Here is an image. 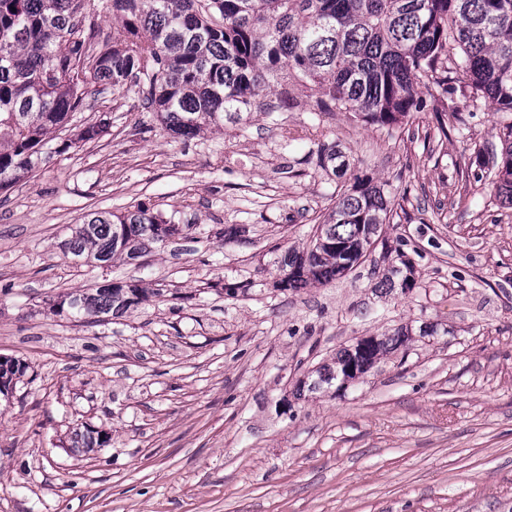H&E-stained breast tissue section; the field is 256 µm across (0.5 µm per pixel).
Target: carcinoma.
Here are the masks:
<instances>
[{"mask_svg": "<svg viewBox=\"0 0 512 512\" xmlns=\"http://www.w3.org/2000/svg\"><path fill=\"white\" fill-rule=\"evenodd\" d=\"M91 0H0V191L71 147L51 149L54 134L83 108L90 88L142 86L166 130L195 136L224 118L294 101L288 78L317 91L321 112H352L393 125L425 108L415 86L454 60L473 90L512 112V0H100L112 16V46L94 51L85 24ZM107 120L83 128L99 139ZM332 147L316 162L341 173ZM498 195L512 205V141L492 161ZM384 185L358 179L319 225L322 243L283 258L279 287L327 284L354 267L390 223ZM180 232L179 225L136 203L120 213L86 214L62 248L87 263L144 258ZM149 289L108 282L58 296L64 311L101 322L138 307ZM388 341L345 348L319 371L331 383L351 363L373 367Z\"/></svg>", "mask_w": 512, "mask_h": 512, "instance_id": "cac0c4a2", "label": "carcinoma"}]
</instances>
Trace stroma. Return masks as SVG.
<instances>
[{
  "label": "stroma",
  "instance_id": "1",
  "mask_svg": "<svg viewBox=\"0 0 512 512\" xmlns=\"http://www.w3.org/2000/svg\"><path fill=\"white\" fill-rule=\"evenodd\" d=\"M417 94L425 110L390 127L306 89L192 138L137 88L88 95L62 136L104 116L108 135L0 192V355L27 365L0 400V512H512V205L484 168L512 112L460 73ZM321 144L344 177L317 166ZM358 177L385 184L400 255L278 288L285 252L311 247ZM139 202L181 227L141 264L60 249L86 213ZM104 280L163 294L93 324L54 312ZM400 330L358 382L319 384L341 349ZM85 429L107 443L75 450Z\"/></svg>",
  "mask_w": 512,
  "mask_h": 512
}]
</instances>
